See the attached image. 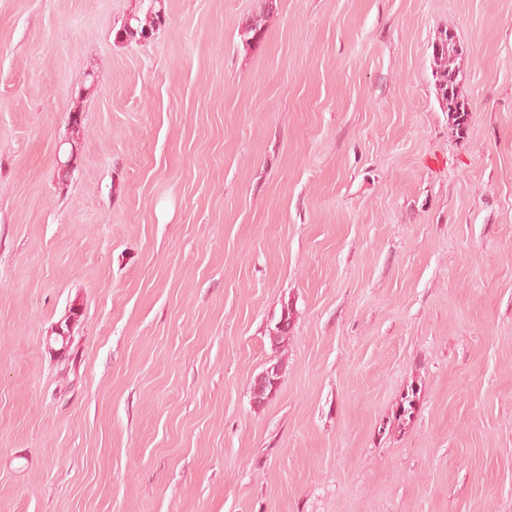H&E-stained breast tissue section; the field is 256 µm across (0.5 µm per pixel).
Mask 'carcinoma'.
Here are the masks:
<instances>
[{
  "label": "carcinoma",
  "instance_id": "carcinoma-1",
  "mask_svg": "<svg viewBox=\"0 0 512 512\" xmlns=\"http://www.w3.org/2000/svg\"><path fill=\"white\" fill-rule=\"evenodd\" d=\"M275 9L274 0H265L264 9L246 29V34L258 39L262 35L266 17ZM166 23L165 13L160 0H151L142 16H133L125 20L115 32V40L120 43H138L141 34L150 29L160 28ZM463 55L458 50L456 36L443 30L432 45L434 70L432 76L436 94L442 111L448 113V123L456 132L466 129L469 110L459 95L462 71L457 66V59Z\"/></svg>",
  "mask_w": 512,
  "mask_h": 512
}]
</instances>
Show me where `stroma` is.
I'll return each mask as SVG.
<instances>
[{"instance_id": "35a3bbf8", "label": "stroma", "mask_w": 512, "mask_h": 512, "mask_svg": "<svg viewBox=\"0 0 512 512\" xmlns=\"http://www.w3.org/2000/svg\"><path fill=\"white\" fill-rule=\"evenodd\" d=\"M276 4L0 0V512H512V0ZM165 23L166 16L160 0H151L143 17L132 16L120 25L115 32V40L120 43H142L141 34L146 29H150L154 33ZM456 36L443 30L432 45L434 70L432 76L436 94L443 112H448V123L457 133L466 129L469 110L459 95L462 71L457 59L463 55L458 50Z\"/></svg>"}]
</instances>
